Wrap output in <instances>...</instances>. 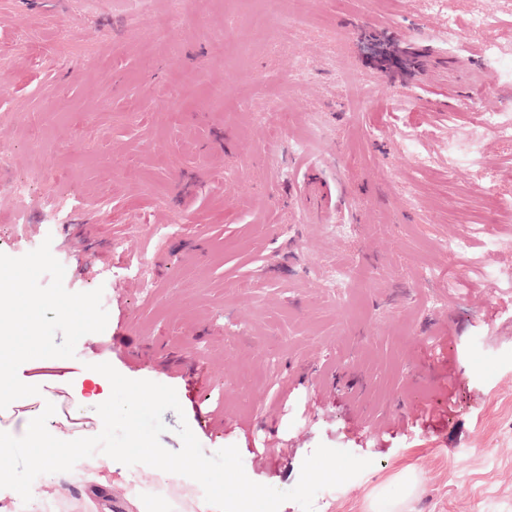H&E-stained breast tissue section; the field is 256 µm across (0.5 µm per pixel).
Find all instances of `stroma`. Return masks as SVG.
I'll return each mask as SVG.
<instances>
[{"label":"stroma","mask_w":512,"mask_h":512,"mask_svg":"<svg viewBox=\"0 0 512 512\" xmlns=\"http://www.w3.org/2000/svg\"><path fill=\"white\" fill-rule=\"evenodd\" d=\"M450 2L304 0L255 32L249 0H0V253L51 239L65 288L102 289L109 315L75 358L40 360L0 429L50 402L53 436L97 435L111 385L79 365L107 362L176 390L166 449L187 420L254 482L291 489L321 444L370 459L314 512H512V142L487 130L448 157L512 109L485 52H512V0ZM452 369L453 408L410 427ZM274 429L294 446L255 468ZM199 492L119 462L103 484H32L40 512H189Z\"/></svg>","instance_id":"35a3bbf8"}]
</instances>
